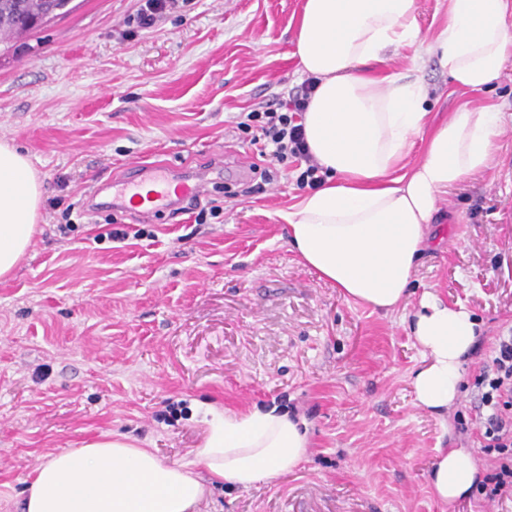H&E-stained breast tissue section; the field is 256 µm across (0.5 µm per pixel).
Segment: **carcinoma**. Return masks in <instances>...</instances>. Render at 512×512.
<instances>
[{"label": "carcinoma", "instance_id": "carcinoma-1", "mask_svg": "<svg viewBox=\"0 0 512 512\" xmlns=\"http://www.w3.org/2000/svg\"><path fill=\"white\" fill-rule=\"evenodd\" d=\"M60 6L61 0H0V52L14 50L17 39L40 29Z\"/></svg>", "mask_w": 512, "mask_h": 512}]
</instances>
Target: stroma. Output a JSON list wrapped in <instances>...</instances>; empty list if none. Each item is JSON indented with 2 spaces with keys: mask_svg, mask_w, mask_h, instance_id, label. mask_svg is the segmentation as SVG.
Segmentation results:
<instances>
[{
  "mask_svg": "<svg viewBox=\"0 0 512 512\" xmlns=\"http://www.w3.org/2000/svg\"><path fill=\"white\" fill-rule=\"evenodd\" d=\"M302 3L188 0L142 29L139 0H71L0 56V142L30 158L43 190L28 251L0 278V512H24L48 455L112 433L191 462L205 403L278 406L306 420L310 444L297 468L246 489L206 477L199 512H512L475 489L442 501L430 482L443 449H476L479 476L494 466L470 423L475 378L512 331V60L471 98L498 105L501 147L440 202L409 296L386 315L299 263L283 215L305 163L259 156L236 127L303 83ZM420 70L426 111L448 118L461 98L447 70L434 57ZM217 162L221 212L206 223L87 206L94 186L133 164ZM254 164L273 179L248 195ZM426 288L482 330L441 418L414 404L420 349L401 323Z\"/></svg>",
  "mask_w": 512,
  "mask_h": 512,
  "instance_id": "35a3bbf8",
  "label": "stroma"
}]
</instances>
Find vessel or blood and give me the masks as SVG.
<instances>
[{"label":"vessel or blood","instance_id":"1","mask_svg":"<svg viewBox=\"0 0 512 512\" xmlns=\"http://www.w3.org/2000/svg\"><path fill=\"white\" fill-rule=\"evenodd\" d=\"M209 193L208 178L202 172H175L162 165H141L132 178L112 186V203L122 206L125 199L138 201L150 212L204 199Z\"/></svg>","mask_w":512,"mask_h":512}]
</instances>
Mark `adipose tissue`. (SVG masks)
<instances>
[{
    "label": "adipose tissue",
    "instance_id": "adipose-tissue-1",
    "mask_svg": "<svg viewBox=\"0 0 512 512\" xmlns=\"http://www.w3.org/2000/svg\"><path fill=\"white\" fill-rule=\"evenodd\" d=\"M407 46L416 47V62L437 57L454 89L483 90L512 58V0H449L429 40L420 36L417 0H304L294 55L317 86L301 123L327 176L286 214L288 240L301 263L346 300L384 312L407 295L442 195L487 169L503 135L495 104H462L435 125L423 108L429 89L421 76L370 71ZM418 141L421 158L404 170ZM41 197L29 158L1 143V278L30 245ZM402 321L422 354L412 378L415 403L444 415L460 393L479 324L465 306L431 290ZM204 422L190 465L165 464L124 435L48 457L34 469L24 512H197L206 488L194 465L246 488L295 468L309 445L306 421L275 406H209ZM476 475L472 452L452 448L431 483L448 502L466 494Z\"/></svg>",
    "mask_w": 512,
    "mask_h": 512
}]
</instances>
